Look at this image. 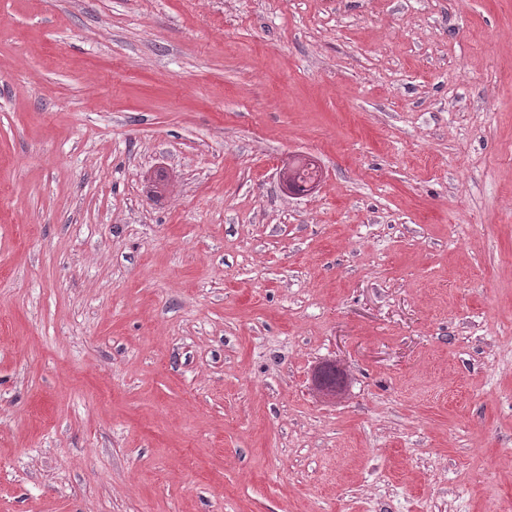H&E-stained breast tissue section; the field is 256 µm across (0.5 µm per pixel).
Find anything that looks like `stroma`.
<instances>
[{
  "mask_svg": "<svg viewBox=\"0 0 512 512\" xmlns=\"http://www.w3.org/2000/svg\"><path fill=\"white\" fill-rule=\"evenodd\" d=\"M0 512H512V0H0Z\"/></svg>",
  "mask_w": 512,
  "mask_h": 512,
  "instance_id": "stroma-1",
  "label": "stroma"
}]
</instances>
